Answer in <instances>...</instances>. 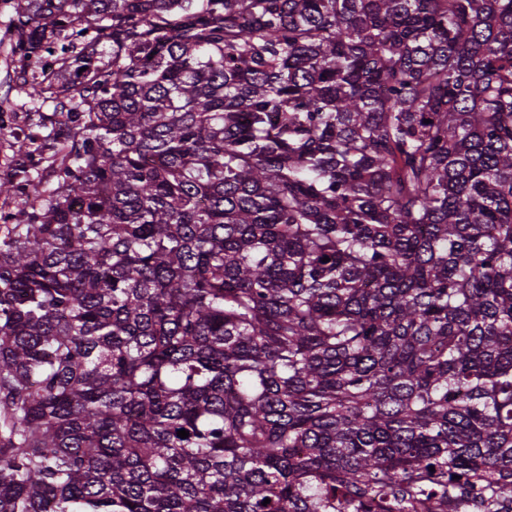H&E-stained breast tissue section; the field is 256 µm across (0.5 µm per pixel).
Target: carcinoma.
<instances>
[{"instance_id": "obj_1", "label": "carcinoma", "mask_w": 512, "mask_h": 512, "mask_svg": "<svg viewBox=\"0 0 512 512\" xmlns=\"http://www.w3.org/2000/svg\"><path fill=\"white\" fill-rule=\"evenodd\" d=\"M14 10L0 512H512V0ZM34 200L35 197L31 193L30 188L25 193H17L9 198H5L4 196L0 197V224H13L15 222L14 219L4 222L3 218H7L8 216L14 218L19 209L33 203Z\"/></svg>"}]
</instances>
